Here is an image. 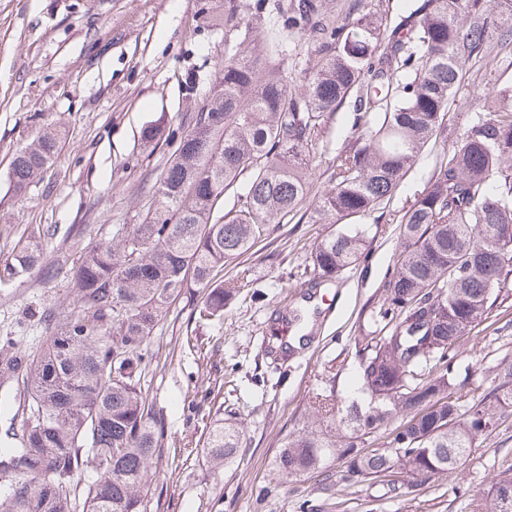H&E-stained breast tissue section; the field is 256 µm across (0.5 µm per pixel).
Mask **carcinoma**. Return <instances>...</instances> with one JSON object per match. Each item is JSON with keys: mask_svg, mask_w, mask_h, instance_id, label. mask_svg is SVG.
Here are the masks:
<instances>
[{"mask_svg": "<svg viewBox=\"0 0 512 512\" xmlns=\"http://www.w3.org/2000/svg\"><path fill=\"white\" fill-rule=\"evenodd\" d=\"M283 29L311 39L314 64L290 90L277 42L224 59V81L184 132L143 222L91 247L70 277L73 307L48 324L45 346L14 356L23 369V424L0 448V512H147L151 468L167 452L164 421L142 387L147 347L178 299L207 325L241 292L215 271L251 252L312 193L309 162L325 114L353 102L356 138L336 148L333 187L309 221L339 224L311 252L312 290L344 270L369 266L360 220L381 209L443 129L466 64L495 69L512 56V0H416L394 26L388 11L354 0H291ZM58 149L53 134L21 148L14 189L26 190ZM234 196L224 209V195ZM400 250L356 340L361 401L315 393L304 424L273 461L281 480L326 470L338 458L349 477L402 475L393 490L418 487L455 468L477 440L512 414V360L500 383L460 413L453 360L489 318L496 290L512 277V84L490 90L464 126L460 145L436 160L424 191L399 221ZM27 241L0 264V283L40 260ZM403 424L371 454L363 437ZM242 422L209 421L202 459L230 465ZM94 480L80 485L77 476ZM479 512H512V473L491 476Z\"/></svg>", "mask_w": 512, "mask_h": 512, "instance_id": "1", "label": "carcinoma"}]
</instances>
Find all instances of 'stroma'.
I'll return each mask as SVG.
<instances>
[{
  "instance_id": "obj_1",
  "label": "stroma",
  "mask_w": 512,
  "mask_h": 512,
  "mask_svg": "<svg viewBox=\"0 0 512 512\" xmlns=\"http://www.w3.org/2000/svg\"><path fill=\"white\" fill-rule=\"evenodd\" d=\"M225 2L0 0V263L13 258L19 239L45 235L41 263L0 283V362L39 347L47 315L69 309L67 274L88 247L142 222L182 133L224 75L226 52L245 28L264 41L290 0H266L260 17L242 10L240 29L230 34L212 22ZM505 83L512 84V64L491 72L468 65L443 133L383 212L365 220L368 271L347 269L335 286L305 301L302 273L331 227L283 224L257 253L225 265L221 279L242 278L244 288L223 322L201 327L188 300L172 306L150 340L143 385L164 418L165 447L180 455L153 467L147 512H477L490 476L512 470L510 416L457 468L399 494L380 481H350L341 460L286 483L271 462L284 438L302 427L313 391L352 397L355 339L399 250L396 221L424 189L437 157L455 146L470 106ZM157 124L161 139L145 142L144 130ZM50 131L59 136L54 162L16 193L15 152ZM355 135L350 107L327 114L312 155L314 194L331 186V142ZM297 305L306 307L308 322L292 330L295 352L273 360L264 349L269 327ZM506 359L512 360V281L461 349L459 370L473 381L462 409L483 398ZM218 401L243 422L245 443L233 464L216 470L201 459L206 431L199 417Z\"/></svg>"
}]
</instances>
